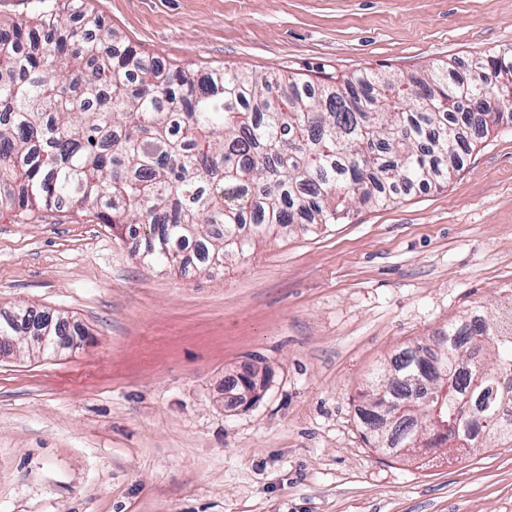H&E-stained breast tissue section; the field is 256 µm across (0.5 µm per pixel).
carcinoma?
I'll return each mask as SVG.
<instances>
[{"label":"carcinoma","instance_id":"cac0c4a2","mask_svg":"<svg viewBox=\"0 0 512 512\" xmlns=\"http://www.w3.org/2000/svg\"><path fill=\"white\" fill-rule=\"evenodd\" d=\"M512 110V48L465 74L437 67L405 82L360 71L316 86L246 69L166 68L105 29L84 0H37L0 28V211L86 209L139 258L224 267L253 238L334 224L347 202L386 204L444 185ZM52 325L44 353L78 329L29 306L0 312V336ZM444 363L395 355L372 378L361 417L375 448L512 444V303L448 325ZM448 435L430 438L432 415Z\"/></svg>","mask_w":512,"mask_h":512}]
</instances>
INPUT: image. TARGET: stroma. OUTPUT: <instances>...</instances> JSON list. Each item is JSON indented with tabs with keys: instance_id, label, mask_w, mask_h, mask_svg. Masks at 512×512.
<instances>
[{
	"instance_id": "35a3bbf8",
	"label": "stroma",
	"mask_w": 512,
	"mask_h": 512,
	"mask_svg": "<svg viewBox=\"0 0 512 512\" xmlns=\"http://www.w3.org/2000/svg\"><path fill=\"white\" fill-rule=\"evenodd\" d=\"M162 63L323 80L467 71L512 0H86ZM512 295V122L451 183L183 277L87 211L0 214V310L82 346L0 359V512H512V447L392 457L358 409L398 351ZM255 372L260 399L228 403Z\"/></svg>"
}]
</instances>
